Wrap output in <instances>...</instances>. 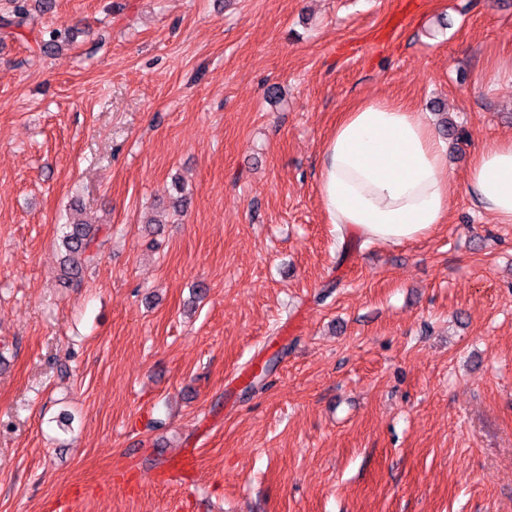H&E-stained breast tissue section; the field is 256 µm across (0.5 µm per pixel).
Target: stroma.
Returning a JSON list of instances; mask_svg holds the SVG:
<instances>
[{
    "label": "stroma",
    "instance_id": "35a3bbf8",
    "mask_svg": "<svg viewBox=\"0 0 512 512\" xmlns=\"http://www.w3.org/2000/svg\"><path fill=\"white\" fill-rule=\"evenodd\" d=\"M27 5L0 30V512H512V224L466 183L512 137L483 81L512 0ZM373 97L462 132L447 222L400 245L319 196ZM73 203L103 227L77 287Z\"/></svg>",
    "mask_w": 512,
    "mask_h": 512
}]
</instances>
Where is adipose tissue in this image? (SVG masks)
Masks as SVG:
<instances>
[{
  "label": "adipose tissue",
  "mask_w": 512,
  "mask_h": 512,
  "mask_svg": "<svg viewBox=\"0 0 512 512\" xmlns=\"http://www.w3.org/2000/svg\"><path fill=\"white\" fill-rule=\"evenodd\" d=\"M445 167V146L420 112L371 98L342 113L325 143L322 205L331 223L364 238L414 241L448 215ZM468 187L498 223L512 224V138L481 147Z\"/></svg>",
  "instance_id": "1"
}]
</instances>
